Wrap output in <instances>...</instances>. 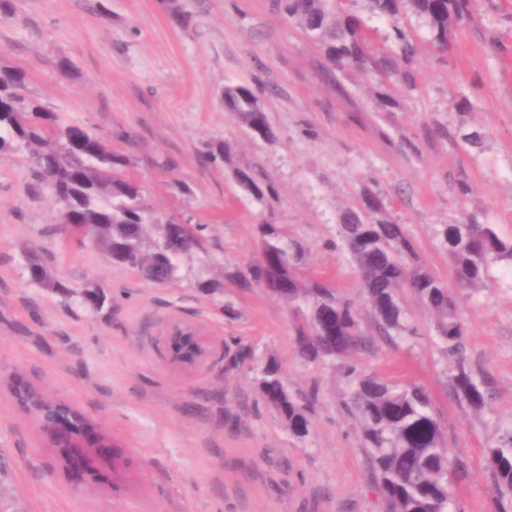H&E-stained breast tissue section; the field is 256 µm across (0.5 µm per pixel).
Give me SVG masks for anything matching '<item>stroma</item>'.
Listing matches in <instances>:
<instances>
[{
    "label": "stroma",
    "mask_w": 512,
    "mask_h": 512,
    "mask_svg": "<svg viewBox=\"0 0 512 512\" xmlns=\"http://www.w3.org/2000/svg\"><path fill=\"white\" fill-rule=\"evenodd\" d=\"M176 27L162 0H10L0 15V67L24 70L27 91L62 121L84 126L128 154L154 216L204 225V248L158 286L113 266L93 242L66 240L60 206L35 185L22 155L0 157V372L79 406L120 446L111 487H72L58 455L0 389V512H381L356 421L343 401L342 365L295 356L286 304L233 274L259 255L257 228L275 224L306 248L304 268L334 281L356 304L362 287L351 256L330 247L342 212L377 193L406 227L417 259L443 281L451 263L438 229L466 214L512 240V0H472L471 17L439 51L416 17L415 91L378 111L374 74L328 76L322 51L274 0H180ZM254 89L276 133L265 139L224 110L225 87ZM468 99L467 111L455 103ZM484 134L478 146L463 130ZM226 145L232 165L203 162ZM259 167L273 186L258 199L233 167ZM466 179L467 195L456 191ZM48 258L72 293L34 285L25 256ZM489 287L459 293L467 360L489 376L486 408L451 393L434 318L404 288L419 328L352 363L430 392L448 446L464 468L452 478L465 512H492L484 450L512 428V264L490 269ZM224 291L205 296L200 282ZM112 301L103 316L83 304L86 284ZM202 325L226 349L252 346L276 359L295 391L319 399L307 441L292 437L256 390L249 367L226 371L222 355L195 374L176 370L163 338L170 321Z\"/></svg>",
    "instance_id": "obj_1"
}]
</instances>
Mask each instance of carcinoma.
<instances>
[{
  "label": "carcinoma",
  "instance_id": "carcinoma-1",
  "mask_svg": "<svg viewBox=\"0 0 512 512\" xmlns=\"http://www.w3.org/2000/svg\"><path fill=\"white\" fill-rule=\"evenodd\" d=\"M365 2L371 16L391 22L392 55H378L357 5ZM288 19L316 43L332 71L367 70L379 77L374 103L391 112L398 101L385 88L394 79L407 91L417 87L414 66L418 48L399 19L413 13L430 30L439 49L471 14V0H276ZM172 22L189 26L191 16L179 0H168ZM224 109L254 134L271 139L275 131L256 93L247 86H227ZM21 153L36 180L46 183L62 200L71 235L87 232L112 264L157 285L176 278L178 264L204 248L200 225L179 224L173 217L153 218L140 204L144 187L133 174L131 158L89 129L61 121L31 99L26 75L0 68V155ZM235 179L261 199L271 185L257 167L234 168ZM259 257L235 278L245 288L261 287L283 301L294 316L295 348L306 365L334 363L347 355L368 352L371 340L362 334L359 311L331 279L310 276L302 267L304 245L288 238L276 225L258 227ZM458 288L478 290L489 280L490 266L512 263V240L500 237L492 224L469 216L440 230ZM336 238L349 251L360 279L365 303L380 335L407 341L417 328L399 300L409 288L434 317V333L444 360L450 362L449 385L454 396L475 409L486 406L490 383L477 378L467 364V329L459 315L457 296L446 282L415 259L412 240L387 212L383 200L366 191L355 209L346 210ZM29 279L62 295L69 286L58 279L47 261L26 260ZM83 303L99 312L106 297L88 284ZM253 382L265 404L288 432L304 442L311 435L310 416L316 390L288 389L281 365L269 359L252 366ZM350 391L344 402L355 418L384 512H452L451 478L459 466L447 448L444 429L428 391L416 384L398 385L374 372L346 371ZM484 459L495 489V512H512V429L485 449Z\"/></svg>",
  "mask_w": 512,
  "mask_h": 512
}]
</instances>
